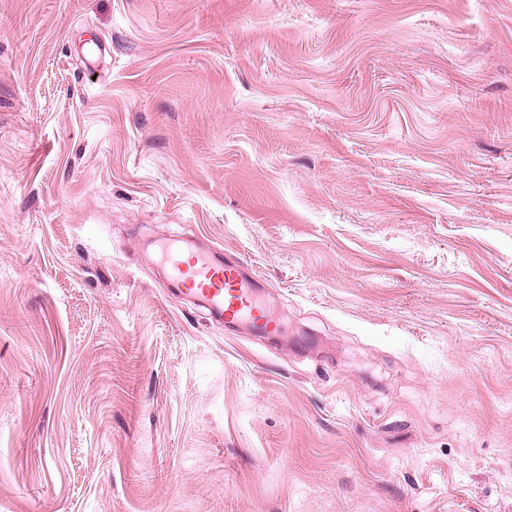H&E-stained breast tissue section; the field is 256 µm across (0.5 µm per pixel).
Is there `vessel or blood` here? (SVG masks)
<instances>
[{"mask_svg":"<svg viewBox=\"0 0 512 512\" xmlns=\"http://www.w3.org/2000/svg\"><path fill=\"white\" fill-rule=\"evenodd\" d=\"M162 257L169 266L176 294L202 303L225 323L248 322L260 336L277 327L256 295L258 278L243 264H224L208 252H186L184 247L164 244Z\"/></svg>","mask_w":512,"mask_h":512,"instance_id":"obj_1","label":"vessel or blood"}]
</instances>
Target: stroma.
<instances>
[{
  "label": "stroma",
  "instance_id": "35a3bbf8",
  "mask_svg": "<svg viewBox=\"0 0 512 512\" xmlns=\"http://www.w3.org/2000/svg\"><path fill=\"white\" fill-rule=\"evenodd\" d=\"M0 512H512V0H0ZM160 252L177 288L175 296L202 303L224 323L248 322L257 336H267L278 327L256 295L257 276L242 263L222 265L213 254L198 250H189L185 258L184 246L173 244H162Z\"/></svg>",
  "mask_w": 512,
  "mask_h": 512
}]
</instances>
